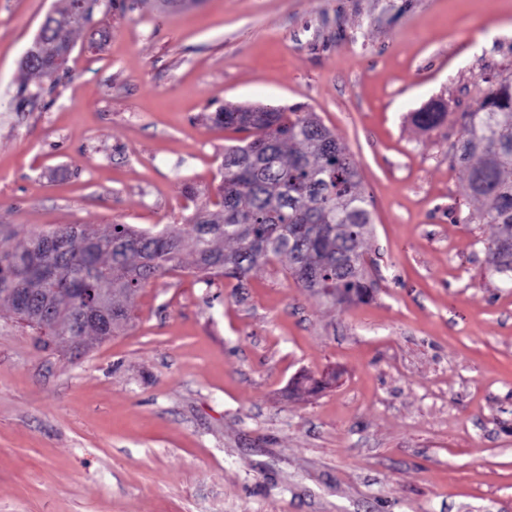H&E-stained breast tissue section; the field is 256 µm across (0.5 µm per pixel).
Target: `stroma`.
I'll use <instances>...</instances> for the list:
<instances>
[{"instance_id":"35a3bbf8","label":"stroma","mask_w":512,"mask_h":512,"mask_svg":"<svg viewBox=\"0 0 512 512\" xmlns=\"http://www.w3.org/2000/svg\"><path fill=\"white\" fill-rule=\"evenodd\" d=\"M59 3L0 0V225L187 223L237 138L216 109L304 105L373 201L372 287L172 270L80 349L1 311L0 512H512V285L450 155L512 75V0H100L38 82Z\"/></svg>"}]
</instances>
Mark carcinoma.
<instances>
[{"mask_svg":"<svg viewBox=\"0 0 512 512\" xmlns=\"http://www.w3.org/2000/svg\"><path fill=\"white\" fill-rule=\"evenodd\" d=\"M90 17L75 9L74 0H64L40 28L37 53L23 59V69L50 77L49 63L71 46L73 30ZM446 116L433 106L414 113L413 120L431 129ZM462 119L464 132L452 161L463 171L470 196L483 202L467 221L496 226L485 245L487 269L512 283V77L498 80ZM213 121L246 137L224 148L219 201L212 209L206 204L196 210L191 230L182 224L155 232L114 224L95 231L89 249L66 224L0 245V264L34 254L61 270L56 287L66 292L43 320L54 335H68L76 312L106 285L112 286L110 324L124 328L139 290L175 269L208 286L233 278L241 288L256 268L285 261L301 287L311 289L316 279L331 289L326 299L334 304L367 293L366 270L356 274L342 261L364 257V228L374 224L372 200L336 134L303 106L252 112L248 106L226 105Z\"/></svg>","mask_w":512,"mask_h":512,"instance_id":"obj_1","label":"carcinoma"}]
</instances>
